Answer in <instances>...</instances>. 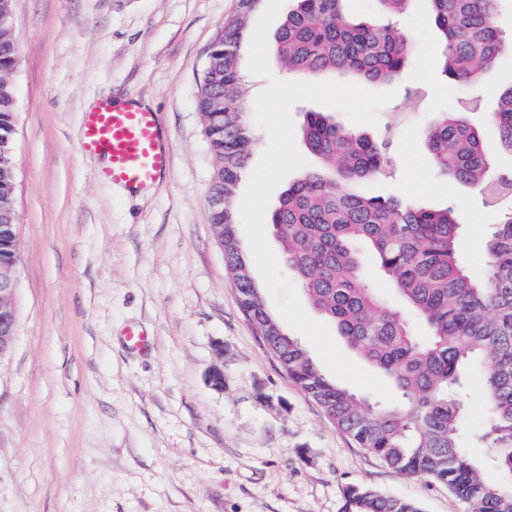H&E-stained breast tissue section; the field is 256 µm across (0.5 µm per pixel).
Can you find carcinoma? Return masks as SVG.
Masks as SVG:
<instances>
[{"instance_id":"cac0c4a2","label":"carcinoma","mask_w":512,"mask_h":512,"mask_svg":"<svg viewBox=\"0 0 512 512\" xmlns=\"http://www.w3.org/2000/svg\"><path fill=\"white\" fill-rule=\"evenodd\" d=\"M14 0H0V200L16 193L17 63L11 39ZM263 0H239L224 19L223 40L213 44L203 69L197 106L214 159L212 192L224 194V263L242 288V304L257 327L273 336L271 349L288 376L316 402L333 426L391 469L444 484L470 512H512V167L497 164L481 127L464 117L481 106L480 77L505 50L498 25L512 0H422L440 33L439 60L447 80L468 89L472 105L441 115L425 131L435 169L468 187L497 212L484 250L487 267L470 275L458 243L465 202L440 209L404 197L353 190L393 167L385 144L345 131L321 112H308L303 128L315 168L282 191L270 217L285 268L312 306L363 361L379 370L403 402L359 396L337 385L309 350L267 309L251 281L245 252L235 238L232 202L257 141L243 97L246 35ZM350 0H289L271 47L288 72L315 80L342 73L359 85L398 81L413 61L414 45L397 19L416 0H376L381 20L351 16ZM498 131L497 152L512 156V84L489 109ZM7 213L0 214V262L13 255ZM387 277L401 308L377 293ZM481 374L487 414L466 430L471 375ZM495 449L487 465L468 445ZM341 512H419L412 502L349 487Z\"/></svg>"}]
</instances>
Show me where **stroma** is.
Returning <instances> with one entry per match:
<instances>
[{
	"label": "stroma",
	"mask_w": 512,
	"mask_h": 512,
	"mask_svg": "<svg viewBox=\"0 0 512 512\" xmlns=\"http://www.w3.org/2000/svg\"><path fill=\"white\" fill-rule=\"evenodd\" d=\"M237 0H14L16 337L0 363V512H341L347 487L469 512L446 486L385 466L337 431L267 352L240 305L211 221L202 70ZM416 55L377 124L305 114L387 139L378 189L430 207L467 199L459 250L482 274L497 216L437 176L427 127L467 99L434 65L423 9ZM135 98L158 112L170 166L143 195L99 178L82 114ZM145 334L132 345L128 327ZM224 370V388L208 383Z\"/></svg>",
	"instance_id": "35a3bbf8"
}]
</instances>
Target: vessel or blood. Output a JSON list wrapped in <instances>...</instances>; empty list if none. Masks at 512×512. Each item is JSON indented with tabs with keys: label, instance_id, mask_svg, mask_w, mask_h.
<instances>
[{
	"label": "vessel or blood",
	"instance_id": "obj_1",
	"mask_svg": "<svg viewBox=\"0 0 512 512\" xmlns=\"http://www.w3.org/2000/svg\"><path fill=\"white\" fill-rule=\"evenodd\" d=\"M161 133L155 112L132 101L103 102L83 116L82 148L109 154L110 163L100 172L103 180L146 189L169 165Z\"/></svg>",
	"mask_w": 512,
	"mask_h": 512
}]
</instances>
